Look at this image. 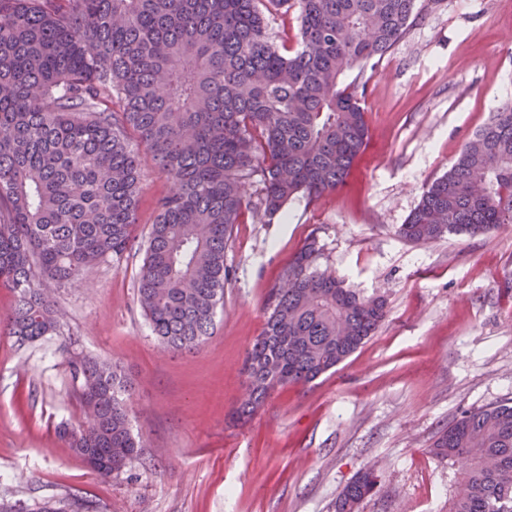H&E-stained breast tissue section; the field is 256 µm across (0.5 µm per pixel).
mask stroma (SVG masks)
<instances>
[{"mask_svg":"<svg viewBox=\"0 0 512 512\" xmlns=\"http://www.w3.org/2000/svg\"><path fill=\"white\" fill-rule=\"evenodd\" d=\"M365 77L369 141L346 185L296 199L268 222L236 225L214 336L173 352L136 303L142 246L169 189L142 156L136 247L55 293L57 335L18 346L0 327V497L64 498L102 512H334L367 466L380 485L359 512H448L454 479L429 448L461 415L512 403V224L418 245L397 230L499 108L512 104V0H417L403 37ZM318 266L388 316L336 372L275 392L246 425L244 361L282 268L308 239ZM132 378L131 470L101 478L61 441L87 417L67 358Z\"/></svg>","mask_w":512,"mask_h":512,"instance_id":"35a3bbf8","label":"stroma"}]
</instances>
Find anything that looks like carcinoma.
Listing matches in <instances>:
<instances>
[{
	"instance_id": "cac0c4a2",
	"label": "carcinoma",
	"mask_w": 512,
	"mask_h": 512,
	"mask_svg": "<svg viewBox=\"0 0 512 512\" xmlns=\"http://www.w3.org/2000/svg\"><path fill=\"white\" fill-rule=\"evenodd\" d=\"M286 0H0V286L15 295L5 321L18 345L59 330L46 283L67 288L94 265L131 251L143 147L171 184L137 275L136 301L158 343H206L224 304V254L235 225L272 217L296 197L344 185L368 140L354 68L375 65L401 38L416 0H295L296 46L267 33ZM262 185L252 204L247 187ZM512 224V104L469 140L398 228L426 245L450 233ZM316 240L280 274L265 328L248 350L247 422L271 394L345 362L387 316L318 270ZM75 392L95 422L59 427L93 468L117 477L144 447L132 434L131 382L105 360L68 359ZM459 462L448 512H512V405L463 415L434 441ZM378 475L366 469L337 496L356 512ZM89 501L0 512H95Z\"/></svg>"
}]
</instances>
